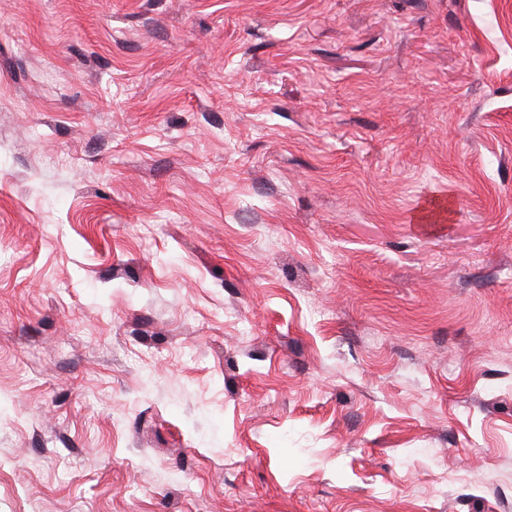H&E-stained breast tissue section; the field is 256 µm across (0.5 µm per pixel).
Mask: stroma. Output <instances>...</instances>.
Here are the masks:
<instances>
[{
  "label": "stroma",
  "instance_id": "obj_1",
  "mask_svg": "<svg viewBox=\"0 0 512 512\" xmlns=\"http://www.w3.org/2000/svg\"><path fill=\"white\" fill-rule=\"evenodd\" d=\"M0 512H512V0H0Z\"/></svg>",
  "mask_w": 512,
  "mask_h": 512
}]
</instances>
